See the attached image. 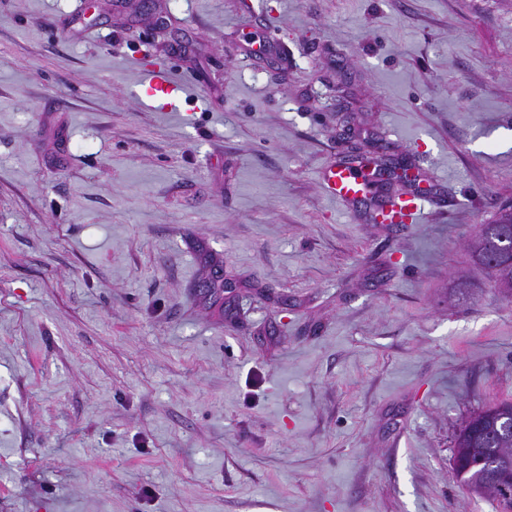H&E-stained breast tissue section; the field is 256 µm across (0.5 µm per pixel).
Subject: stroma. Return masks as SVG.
<instances>
[{
  "label": "stroma",
  "mask_w": 512,
  "mask_h": 512,
  "mask_svg": "<svg viewBox=\"0 0 512 512\" xmlns=\"http://www.w3.org/2000/svg\"><path fill=\"white\" fill-rule=\"evenodd\" d=\"M352 149L437 208L326 198ZM509 203L512 0H0V512H495ZM139 94L142 100L149 101L163 111L178 110L185 97V86L165 69L149 70V76L140 84ZM433 206L428 196L407 190L400 192L377 206L379 224H419ZM512 241V206L499 209L489 224H484L478 234L468 243V250L479 265L492 272L496 286L503 293L512 295V263L508 262L509 243ZM494 254L500 261L491 265L484 256ZM504 287V288H501ZM452 444L453 470L460 484L490 499L497 512H512V402L501 401L472 412L458 425ZM491 473L506 481L495 482ZM498 484L511 493L510 511L501 505L503 488Z\"/></svg>",
  "instance_id": "1"
}]
</instances>
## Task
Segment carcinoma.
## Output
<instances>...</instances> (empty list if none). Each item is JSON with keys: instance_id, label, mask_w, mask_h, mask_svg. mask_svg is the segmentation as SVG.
<instances>
[{"instance_id": "cac0c4a2", "label": "carcinoma", "mask_w": 512, "mask_h": 512, "mask_svg": "<svg viewBox=\"0 0 512 512\" xmlns=\"http://www.w3.org/2000/svg\"><path fill=\"white\" fill-rule=\"evenodd\" d=\"M512 242V206L499 209L468 243L476 263L492 272L496 286L512 295V263L508 262ZM453 470L470 493L490 499L496 512H508L501 505L503 490L512 493V402L484 406L458 425L453 437Z\"/></svg>"}]
</instances>
